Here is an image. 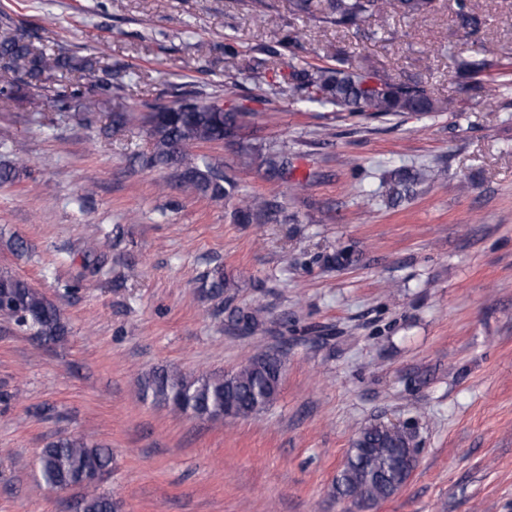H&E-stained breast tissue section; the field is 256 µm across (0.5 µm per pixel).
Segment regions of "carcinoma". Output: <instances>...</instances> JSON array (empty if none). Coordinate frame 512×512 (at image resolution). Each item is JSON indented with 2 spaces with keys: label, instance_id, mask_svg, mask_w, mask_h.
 Listing matches in <instances>:
<instances>
[{
  "label": "carcinoma",
  "instance_id": "cac0c4a2",
  "mask_svg": "<svg viewBox=\"0 0 512 512\" xmlns=\"http://www.w3.org/2000/svg\"><path fill=\"white\" fill-rule=\"evenodd\" d=\"M293 10L318 22L352 28L368 19H382L397 10L404 17L418 19L433 12L435 0H291ZM458 24L472 32L481 27L468 0H456ZM7 15L0 18V70L13 74L26 86L38 90L29 101L30 112L42 115L43 94L47 83L71 73L102 94L112 96L111 126H138L146 131L150 151L140 156L141 165L173 170L179 186L190 193L223 201L231 207L230 217L239 224H277L283 220L282 207L275 200L257 193H243L235 178L223 172L218 163L193 148L226 141L236 147L239 165L257 168L274 182L284 184L290 193L303 192L309 178L294 177L299 152L288 140L254 144L244 137L250 113L235 106L223 108L219 98L199 101L183 94L169 104L145 102L139 107L127 102L126 86L121 81L108 82L96 59H78L62 48L46 50L29 37L12 30ZM455 73L461 79H474L490 64L477 56L455 59ZM288 90L300 102L329 105L351 116L377 118L407 112L427 115L447 111V105L417 82H396L378 74L371 61L353 68L288 64ZM17 162L0 166V181L11 180L19 166H25L21 145H11ZM444 170L432 165L417 169L401 167L386 181L387 196L393 202L416 193L425 182L442 179ZM202 292L212 299H224V313L231 330L244 328L252 334L264 324L259 308L233 304L229 279L217 266L204 275ZM0 319L14 323L47 345L61 346L70 329L58 307L27 280L8 269H0ZM282 373L279 357L264 354L248 360L235 371L186 376L162 370L148 377L141 387L142 398L172 406L180 413L197 418H219L224 408L236 407V416L246 419L265 411L276 399ZM412 435L372 424L360 434L347 452L336 476V494L357 498L371 504L390 497L387 483L402 481L398 462L411 447ZM112 463V452L82 436L59 438L39 454L35 469L38 479L52 490L83 489L103 475ZM80 512H116L111 498L93 490L80 495Z\"/></svg>",
  "mask_w": 512,
  "mask_h": 512
}]
</instances>
